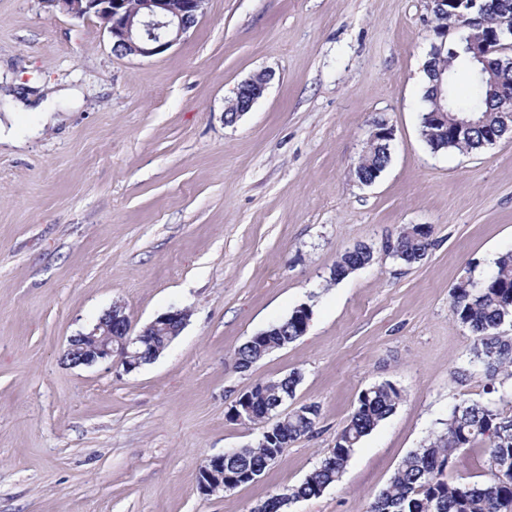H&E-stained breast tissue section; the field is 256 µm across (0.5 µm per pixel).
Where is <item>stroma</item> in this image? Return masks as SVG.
<instances>
[{"label":"stroma","instance_id":"1","mask_svg":"<svg viewBox=\"0 0 512 512\" xmlns=\"http://www.w3.org/2000/svg\"><path fill=\"white\" fill-rule=\"evenodd\" d=\"M428 0H208L183 39L120 57L96 19L0 0L6 95L56 100L13 114L0 145V512H251L301 483L360 393L390 382L394 414L354 449L340 482L288 512H367L404 457L462 400H484L472 337L450 292L512 251V135L434 153L420 134L436 40ZM275 74L235 124L228 99ZM395 128L371 185L352 167L374 119ZM425 224L406 264L384 250ZM357 243L373 262L330 282ZM122 303L134 329L170 308L190 320L153 363L72 366L71 336ZM308 330L246 372L235 348L298 305ZM297 371L317 432L256 483L197 488L210 457L261 430L228 421L241 393ZM416 225L418 224L402 228L395 240L387 246L392 257L407 264L423 259L431 245L430 226L427 231H419Z\"/></svg>","mask_w":512,"mask_h":512}]
</instances>
